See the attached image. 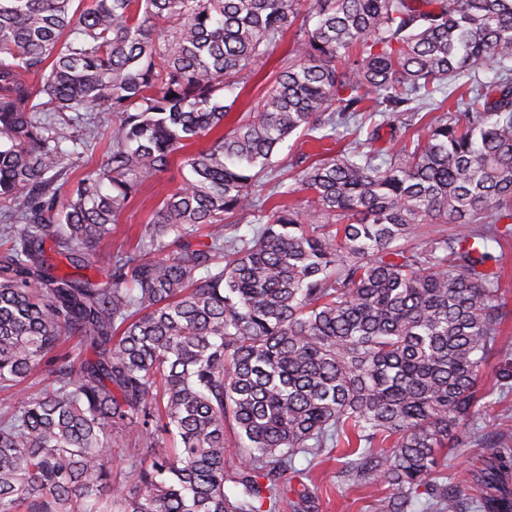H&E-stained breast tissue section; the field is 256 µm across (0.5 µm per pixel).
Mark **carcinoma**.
I'll return each instance as SVG.
<instances>
[{"label":"carcinoma","mask_w":512,"mask_h":512,"mask_svg":"<svg viewBox=\"0 0 512 512\" xmlns=\"http://www.w3.org/2000/svg\"><path fill=\"white\" fill-rule=\"evenodd\" d=\"M303 2L0 0V202L26 219L0 251V391L47 377L0 416V512H306L296 457L337 448L357 483L388 485L376 512H462L466 490L476 512H512L504 433L448 489L512 316L489 250L512 225V0ZM289 31L275 83L224 130L242 72ZM423 103L442 115L381 148L376 124L368 152L299 151L292 183L263 182L298 130L337 144L367 112ZM96 110L74 150L50 134L48 117ZM93 141L105 161L61 194L54 174ZM178 155L188 174L106 281L47 257L60 223L56 254L92 267ZM127 434L149 463L117 479Z\"/></svg>","instance_id":"cac0c4a2"}]
</instances>
